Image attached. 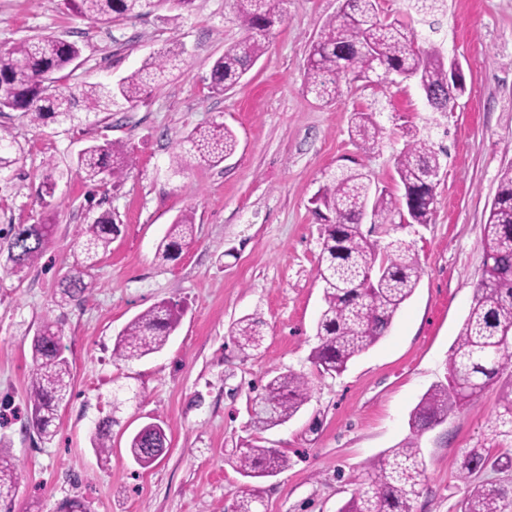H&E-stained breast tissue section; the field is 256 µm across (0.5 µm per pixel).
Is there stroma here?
<instances>
[{
    "mask_svg": "<svg viewBox=\"0 0 512 512\" xmlns=\"http://www.w3.org/2000/svg\"><path fill=\"white\" fill-rule=\"evenodd\" d=\"M339 0H286L267 50L232 89L217 94L209 74L225 46L244 32L233 0H195L180 26L168 8L135 19L94 24L68 0H0V49L52 35L77 42L81 56L56 87L78 90L119 80L161 48L184 54L170 80L143 103L119 104L92 126L31 124L0 112L23 149L0 180V229L50 221L40 258L20 274L5 272L0 253V435L23 478L0 512H231L240 490H257L263 512H339L367 465L410 433L409 415L444 381L448 354L472 304L484 267L482 228L505 167L512 165V0H448L446 14H409L406 0H380L381 17L411 23L421 47L440 44L459 60L466 91L457 108L430 111L411 83L346 82L331 104L307 93L310 42ZM373 113L385 129L379 147L350 135L353 112ZM224 123L236 152L216 166L187 161L172 169L176 144L195 127ZM429 130L443 151L427 224H362L378 246L406 240L421 268L419 284L386 335L339 375L320 373L309 356L323 307L316 278L322 226L313 199L326 171L362 170L393 196L404 189L395 162L409 131ZM125 143L136 167L117 190L90 189L70 166L92 142ZM66 175L46 194V160ZM115 211L120 232L94 269V287L61 302L59 284L75 262L90 196ZM195 217L193 242L173 261L156 246L181 211ZM161 301L183 310L165 348L138 361L112 358L119 332ZM257 317L261 350L245 353L230 330ZM58 321L73 395L59 409L55 434L27 424L31 339L44 319ZM294 370L311 398L291 420L256 432L254 397L274 375ZM499 385L474 406L425 432L426 464L415 512H458L465 494L455 474L464 451L486 436ZM112 418V453L100 462L90 438ZM162 422L169 449L143 469L130 459L129 437ZM288 458L280 474L243 477L237 454L246 442Z\"/></svg>",
    "mask_w": 512,
    "mask_h": 512,
    "instance_id": "obj_1",
    "label": "stroma"
}]
</instances>
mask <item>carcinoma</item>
I'll list each match as a JSON object with an SVG mask.
<instances>
[{
	"label": "carcinoma",
	"mask_w": 512,
	"mask_h": 512,
	"mask_svg": "<svg viewBox=\"0 0 512 512\" xmlns=\"http://www.w3.org/2000/svg\"><path fill=\"white\" fill-rule=\"evenodd\" d=\"M417 14L447 12V0H407ZM283 0H234L237 21L245 37L224 48L210 70V89L222 93L237 84L266 51V35L282 20ZM380 0H342L338 13L325 21L312 42L304 81L307 91L322 103L339 96L347 78L368 80L390 75L414 79L425 93L433 112L448 111V100H458L466 90V78L448 86L451 66L440 46L418 45L417 32L406 24L381 18ZM151 0H73L81 17L108 24L116 19H133L146 13ZM183 54L173 46L159 51L138 69L112 83H96L79 93L52 92L53 75L80 56V47L54 36L23 40L0 51V97L3 106L22 113L35 125L74 124L90 116L112 111L120 102L144 101L152 84L176 68ZM351 135L364 150H373L384 139L383 127L368 112H355ZM237 138L224 123H213L189 132L179 142L173 164L182 169L185 159L217 165L234 154ZM21 146L10 130L0 125V175L11 171L20 160ZM133 153L120 142L91 144L77 156L76 168L91 185L117 189L135 169ZM441 168L440 151L431 136L412 134L396 162L404 187V198L418 196L420 203L406 208L410 222L431 220L437 185L434 174ZM319 206L326 214L322 234V256L316 279L323 286L324 307L316 325L317 345L313 363L321 372L340 374L348 362L376 344L388 331L401 306L414 293L420 268L405 242L396 239L378 251L377 244L360 231L359 221L370 211V223L392 224L400 213V202L372 183L359 169L339 167L325 173L319 190ZM194 215L183 212L170 225L157 247V257L173 261L194 234ZM50 224H12L4 237L9 258L17 269L38 260L48 243ZM118 233L117 215L104 211L82 230L78 259L60 284L65 301H77L93 287L92 271L99 252L107 251ZM484 269L472 305L451 347L446 382L428 390L410 414V436L382 454L359 477L358 488L340 512H414L425 467L420 439L443 423L456 409L476 404L486 388L501 377L507 382L498 396V410L491 421L494 435L512 447V165L500 177L498 191L483 227ZM178 305L160 302L135 316L116 338L112 357L139 360L161 351L178 328ZM263 322L246 318L236 324L232 335L240 350L260 346ZM30 417L40 438L52 437L58 412L70 397L72 377L57 323L48 319L32 339ZM310 382L294 370L272 377L253 400V427L266 431L294 417L309 401ZM113 420L95 426L93 444L100 459L111 451ZM162 424L150 422L129 441V454L148 468L167 448ZM239 472L251 479L288 468V457L276 448L249 443L240 452ZM512 467V455L493 458L488 449L464 451L457 481L467 488L460 512H512V480L472 484V478L488 466ZM21 472L0 442V499L19 484ZM262 500L252 491L235 496L232 512H260Z\"/></svg>",
	"instance_id": "obj_1"
}]
</instances>
